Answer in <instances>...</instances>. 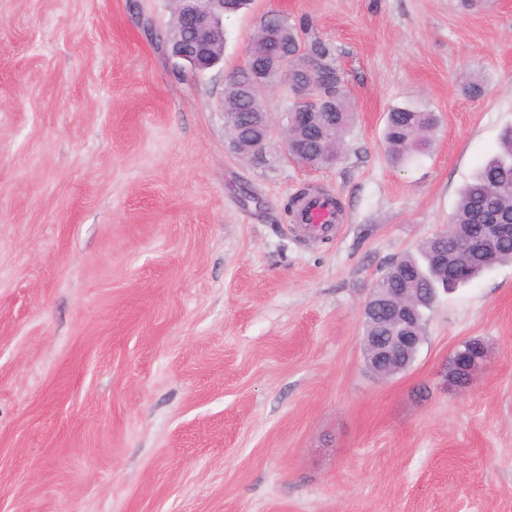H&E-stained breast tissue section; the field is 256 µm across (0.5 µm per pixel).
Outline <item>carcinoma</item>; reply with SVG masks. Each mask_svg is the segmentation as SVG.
<instances>
[{
	"instance_id": "obj_1",
	"label": "carcinoma",
	"mask_w": 512,
	"mask_h": 512,
	"mask_svg": "<svg viewBox=\"0 0 512 512\" xmlns=\"http://www.w3.org/2000/svg\"><path fill=\"white\" fill-rule=\"evenodd\" d=\"M274 46L288 52V93L291 101L287 115L308 113L311 126L320 128L323 137L309 134V127L291 124L293 144L288 148L291 159L308 167L322 168L339 161L345 136L355 122L354 106L340 69L335 66L330 48L321 43L305 44L297 26L281 14L261 21L251 47L267 51ZM239 80L228 84L224 97V115L230 148L239 154H259L255 142L264 137V126L271 119L259 98L247 99L243 85L247 74L237 70ZM438 118L433 112L411 107H395L388 112L384 141L390 157L403 161L424 155L433 146ZM452 223L440 235L429 238L419 255L404 254L386 267L374 282L376 288H405L407 295L423 302L417 317V330L425 335L426 314L434 305L439 291H450L460 284L478 278L496 264L512 263V241L484 242L476 233L478 224L512 223V127L500 136L499 150L477 170L472 180L460 191L452 213ZM467 233L472 249L466 261L463 278L439 279L431 275L438 251L448 253V264L455 262V237ZM469 374L454 358L448 360V384L452 387L468 382Z\"/></svg>"
}]
</instances>
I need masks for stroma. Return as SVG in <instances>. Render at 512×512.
Here are the masks:
<instances>
[{
  "mask_svg": "<svg viewBox=\"0 0 512 512\" xmlns=\"http://www.w3.org/2000/svg\"><path fill=\"white\" fill-rule=\"evenodd\" d=\"M270 10L345 75L337 165L229 146L226 78ZM171 23L169 0H0V512H512V263L441 294L392 378L362 316L512 126V0H252L202 73ZM404 104L440 126L396 164ZM314 190L334 237L284 211ZM479 346L482 347L483 351L486 353L487 348L485 344L479 340V339H470L465 342H463L459 347H457L454 352L452 353L451 357L448 360V384L452 387H456L458 385H462L468 382V379L470 378L469 386L472 382L473 376L476 371H478L484 362L483 360L473 358L472 362L470 363L468 367V372L465 371L463 368L459 367V364L454 361V355L456 350H464L468 349L471 351H479Z\"/></svg>",
  "mask_w": 512,
  "mask_h": 512,
  "instance_id": "1",
  "label": "stroma"
}]
</instances>
